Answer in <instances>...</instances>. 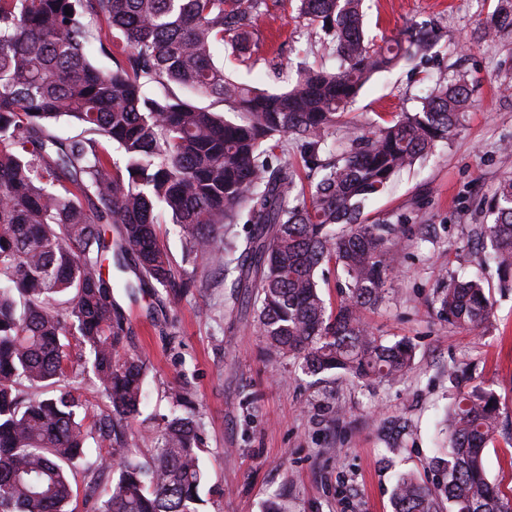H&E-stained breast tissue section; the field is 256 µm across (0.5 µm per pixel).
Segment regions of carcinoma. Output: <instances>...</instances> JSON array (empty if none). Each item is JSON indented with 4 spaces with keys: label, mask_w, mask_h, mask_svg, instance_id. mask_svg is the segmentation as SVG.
Segmentation results:
<instances>
[{
    "label": "carcinoma",
    "mask_w": 512,
    "mask_h": 512,
    "mask_svg": "<svg viewBox=\"0 0 512 512\" xmlns=\"http://www.w3.org/2000/svg\"><path fill=\"white\" fill-rule=\"evenodd\" d=\"M361 0H299L297 10L333 46V68L301 67L269 91L237 82L219 57L251 60L256 20L268 0H0V512H73L74 471L104 481L94 512H199L205 479L198 420L165 415L141 460L128 421L140 414L146 363L121 355L135 298L161 285L192 287L161 244V209L185 233L188 256L225 265L218 238L243 222L232 296L255 297L270 357L311 375L343 370L363 382L399 380L414 348L386 345L363 319L391 275L386 245L396 224H370L364 202L455 135L473 81L440 72L412 111L398 112L336 154L330 139L348 105L377 72L435 46L425 27L377 49L365 42ZM71 15H66L65 10ZM479 39L512 35V0H497ZM115 68L94 66V51ZM177 85L222 103L223 117ZM149 85L163 88L153 96ZM66 118L83 135L56 125ZM300 150L307 184L276 151ZM117 146L125 164L112 160ZM487 258L512 282V179L486 204ZM344 282L328 310L318 270ZM449 323L476 329L493 317L478 278H452L437 295ZM100 391L95 406L72 384ZM448 445L431 460L435 482L401 476L394 512H512L491 482L484 452L499 398L481 383L458 386ZM105 448L87 459L88 442Z\"/></svg>",
    "instance_id": "cac0c4a2"
}]
</instances>
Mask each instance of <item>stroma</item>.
Returning <instances> with one entry per match:
<instances>
[{
	"instance_id": "stroma-1",
	"label": "stroma",
	"mask_w": 512,
	"mask_h": 512,
	"mask_svg": "<svg viewBox=\"0 0 512 512\" xmlns=\"http://www.w3.org/2000/svg\"><path fill=\"white\" fill-rule=\"evenodd\" d=\"M495 0H364L365 30L376 44L410 26L437 28L432 53L375 74L351 104L334 139L342 145L391 113L413 110L434 77L458 69L474 79L472 105L448 143L388 190L368 200L369 222L400 227L390 242L393 270L385 301L365 318L385 343L410 341L415 357L396 383H364L333 372L304 374L294 361L268 357L253 307L231 297L224 271L184 260L178 225L161 217L160 237L173 263L194 281L181 295L164 288L139 294L123 351L148 366L145 404L132 421L140 432L168 414V392L187 389L186 413L201 423L206 477L203 512H393L401 473L431 481V459L446 444V412L454 391L448 367H468L498 396L501 427L485 450L488 475L512 497V289L500 288L485 264L477 231L480 201L512 178V36L492 46L473 32ZM307 22L272 10L261 16L250 67L225 61L237 81L286 88L299 62L332 67L318 49L303 54ZM482 277L494 304L486 326L462 329L438 314V288L452 277Z\"/></svg>"
}]
</instances>
